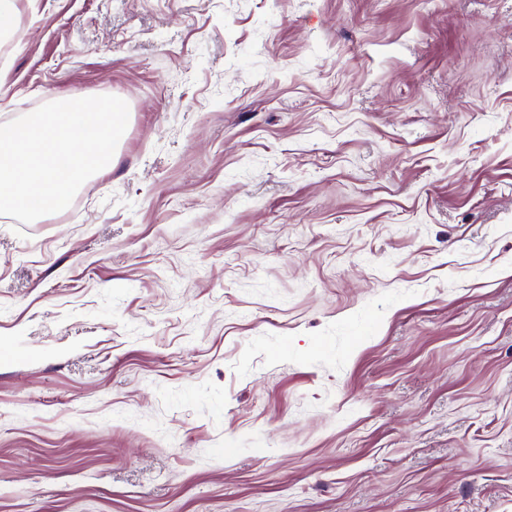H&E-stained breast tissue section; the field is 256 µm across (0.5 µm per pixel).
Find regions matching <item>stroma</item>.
I'll return each mask as SVG.
<instances>
[{
    "label": "stroma",
    "mask_w": 512,
    "mask_h": 512,
    "mask_svg": "<svg viewBox=\"0 0 512 512\" xmlns=\"http://www.w3.org/2000/svg\"><path fill=\"white\" fill-rule=\"evenodd\" d=\"M61 94L128 130L0 215V512H512V0H22Z\"/></svg>",
    "instance_id": "obj_1"
}]
</instances>
